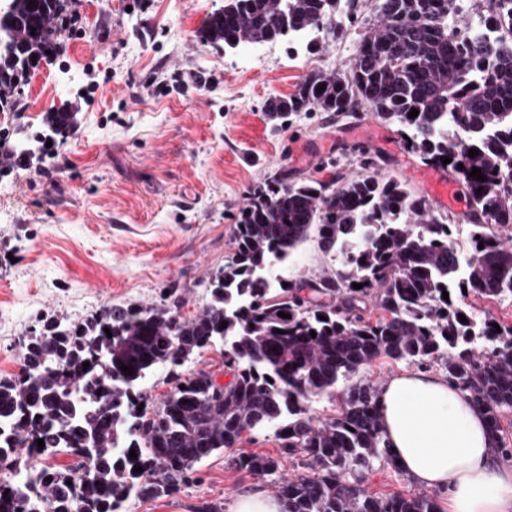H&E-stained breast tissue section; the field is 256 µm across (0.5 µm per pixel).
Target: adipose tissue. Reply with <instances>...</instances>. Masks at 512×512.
I'll list each match as a JSON object with an SVG mask.
<instances>
[{
	"instance_id": "adipose-tissue-1",
	"label": "adipose tissue",
	"mask_w": 512,
	"mask_h": 512,
	"mask_svg": "<svg viewBox=\"0 0 512 512\" xmlns=\"http://www.w3.org/2000/svg\"><path fill=\"white\" fill-rule=\"evenodd\" d=\"M377 403L401 471L439 490L444 512H512V465L468 392L447 376L413 370L382 385Z\"/></svg>"
}]
</instances>
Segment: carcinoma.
Instances as JSON below:
<instances>
[{"label":"carcinoma","instance_id":"cac0c4a2","mask_svg":"<svg viewBox=\"0 0 512 512\" xmlns=\"http://www.w3.org/2000/svg\"><path fill=\"white\" fill-rule=\"evenodd\" d=\"M506 1L512 4L480 0L487 16L455 36L449 26L462 0H380L377 19L360 26L348 69H312L292 93L267 104L273 118L343 115L364 104L399 126L410 152L448 170L464 188L469 250L455 246V217L378 174L369 159L357 176L275 177L255 187L233 230L234 252L194 317L110 303L79 323L43 320L24 346L19 372L0 377V462L27 458L39 491L33 499L21 485L0 480V512H126L130 498L180 491L196 463L269 427L310 470L272 480L287 512H440L433 493L378 496L363 489L376 461L400 472L384 438L376 386L352 384L336 414L316 425L306 403L335 395L377 359L429 360L472 396L496 430L512 412V325L496 328L495 319L478 320L473 312L475 300L512 299V244L504 236L512 231V30L495 41L482 30ZM359 11V0H224L198 38L231 53L294 32L312 36L306 49L314 54L345 23L358 22ZM9 16L11 24L0 25L6 107L76 20L72 0H13ZM413 108L415 118L408 116ZM74 121L70 112L45 116L55 135ZM27 152L0 138L1 158ZM444 157L451 162L443 164ZM475 168L487 180L469 176ZM310 240L327 254L340 253L334 273L315 281L271 274ZM371 305L380 314L368 312ZM217 337L232 375L221 393L200 371L175 377L174 391L149 408L140 390L148 373L181 366ZM60 453L83 463L75 470L42 465ZM234 464L262 478L281 469L279 459L257 453H243Z\"/></svg>","mask_w":512,"mask_h":512}]
</instances>
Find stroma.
I'll list each match as a JSON object with an SVG mask.
<instances>
[{
	"mask_svg": "<svg viewBox=\"0 0 512 512\" xmlns=\"http://www.w3.org/2000/svg\"><path fill=\"white\" fill-rule=\"evenodd\" d=\"M223 4L78 0L75 29L61 33L15 109H0V135L26 144L33 161L28 169L0 160V377L17 372L23 337L51 316L73 322L111 302L198 313L249 190L274 177L325 180L372 158L440 212L464 218L467 198L453 175L424 164L368 107L266 118L267 101L292 93L307 71L346 69L358 28L317 54L279 41L228 55L196 38ZM52 108L76 118L47 147L38 137ZM223 355L213 346L178 371L155 367L143 389L148 405L173 392L177 374L203 370L228 383ZM242 452L281 459L288 476L304 470L269 429L196 463L180 492L130 499L127 512L226 508L246 488H268L234 466Z\"/></svg>",
	"mask_w": 512,
	"mask_h": 512,
	"instance_id": "1",
	"label": "stroma"
}]
</instances>
